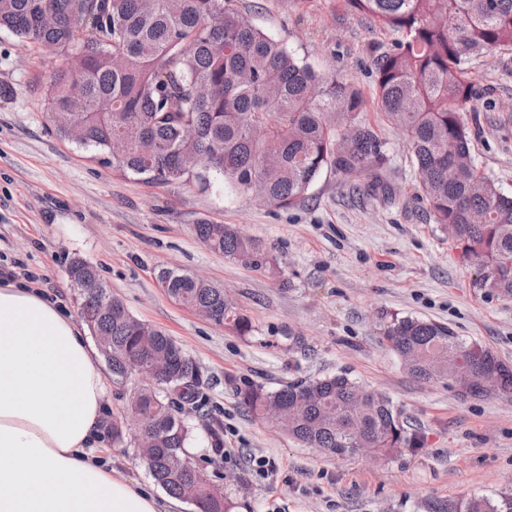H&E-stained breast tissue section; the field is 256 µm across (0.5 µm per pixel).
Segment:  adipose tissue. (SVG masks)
Wrapping results in <instances>:
<instances>
[{"label":"adipose tissue","mask_w":512,"mask_h":512,"mask_svg":"<svg viewBox=\"0 0 512 512\" xmlns=\"http://www.w3.org/2000/svg\"><path fill=\"white\" fill-rule=\"evenodd\" d=\"M74 318L0 282V512H174L100 455L107 389Z\"/></svg>","instance_id":"1"}]
</instances>
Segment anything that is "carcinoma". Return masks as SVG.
I'll list each match as a JSON object with an SVG mask.
<instances>
[{"mask_svg":"<svg viewBox=\"0 0 512 512\" xmlns=\"http://www.w3.org/2000/svg\"><path fill=\"white\" fill-rule=\"evenodd\" d=\"M351 11L398 34L393 50L377 56L375 94L385 121L408 138L419 187L435 223L452 226L464 257L482 273L479 287L512 299V197L478 171L472 131V55L512 49V0H347ZM63 55L46 93L56 133L107 154L112 174L147 184H189L211 174L242 196L259 181L278 207L306 198L320 177L334 172L371 195L389 192L387 143L362 117L364 98L353 84L323 76L267 36L234 0H0V29ZM209 250L260 274L281 273L262 242L233 224L194 226ZM68 277L98 276L75 257ZM159 280L186 307H204L215 323L240 335L249 318L218 288L166 269ZM80 315L119 380L129 360L165 358V378L135 389L123 413L112 414V440L147 420L154 443L147 464L171 496L198 512H232L219 487L204 478L187 451L189 427L175 414L201 383L197 363L165 332L135 318L116 295L112 308L79 295ZM409 375L419 381L453 379L457 361L476 365L474 395L512 394V370L476 341L447 326L394 318L384 336ZM252 416L274 410L290 437L337 458L358 455L357 444L381 459L424 446L385 394L363 388L345 371L290 382L278 390L250 384L240 391ZM436 512H512V493L450 499Z\"/></svg>","mask_w":512,"mask_h":512,"instance_id":"cac0c4a2","label":"carcinoma"}]
</instances>
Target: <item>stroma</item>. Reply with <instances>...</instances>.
<instances>
[{
	"label": "stroma",
	"mask_w": 512,
	"mask_h": 512,
	"mask_svg": "<svg viewBox=\"0 0 512 512\" xmlns=\"http://www.w3.org/2000/svg\"><path fill=\"white\" fill-rule=\"evenodd\" d=\"M253 24L317 73L356 85L364 116L386 141L389 195L352 192L324 174L305 199L279 209L240 196L223 177L152 186L113 176L101 155L62 140L46 111L57 52L0 30V270L40 289L72 316L67 268L96 266L141 321L173 336L200 366L190 454L224 489L233 512H426L456 498L512 493V398L461 397L447 380L420 382L384 342L392 318L448 326L512 365V300L479 287L447 231L419 199L405 135L375 101L374 60L394 36L345 0H237ZM477 167L512 194V49L472 57ZM235 224L272 247L273 280L208 250L194 226ZM177 269L228 290L253 330L242 336L176 303L158 273ZM346 370L389 396L425 444L389 461L334 458L275 423L251 418L241 387L275 390ZM102 453L125 479L151 484L133 437Z\"/></svg>",
	"instance_id": "stroma-1"
}]
</instances>
